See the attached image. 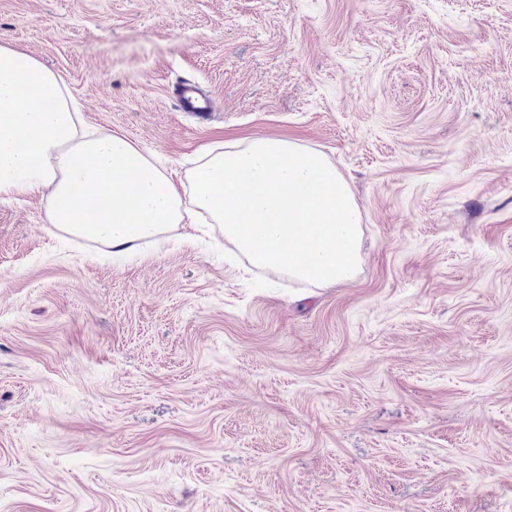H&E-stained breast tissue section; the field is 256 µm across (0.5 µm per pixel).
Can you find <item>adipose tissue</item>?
I'll list each match as a JSON object with an SVG mask.
<instances>
[{"label": "adipose tissue", "mask_w": 512, "mask_h": 512, "mask_svg": "<svg viewBox=\"0 0 512 512\" xmlns=\"http://www.w3.org/2000/svg\"><path fill=\"white\" fill-rule=\"evenodd\" d=\"M314 180L317 195L302 185ZM190 198L124 134L85 129L60 77L0 45V199L41 195L48 221L113 257L176 224H216L253 266L333 285L353 277L360 226L349 186L319 152L281 137L206 146ZM343 255H336V248Z\"/></svg>", "instance_id": "1"}]
</instances>
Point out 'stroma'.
Wrapping results in <instances>:
<instances>
[{
  "label": "stroma",
  "instance_id": "stroma-1",
  "mask_svg": "<svg viewBox=\"0 0 512 512\" xmlns=\"http://www.w3.org/2000/svg\"><path fill=\"white\" fill-rule=\"evenodd\" d=\"M0 44L177 187L286 137L361 224L321 287L0 201V512H512V0H0ZM197 85L186 81L178 84L176 89V100L178 107L183 112H193L202 122L208 121L212 116V99L199 94Z\"/></svg>",
  "mask_w": 512,
  "mask_h": 512
}]
</instances>
